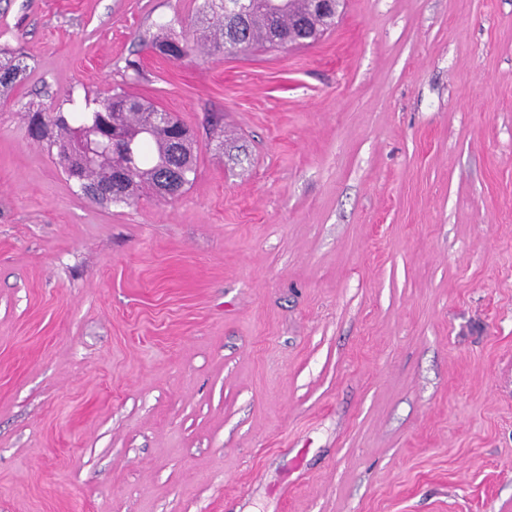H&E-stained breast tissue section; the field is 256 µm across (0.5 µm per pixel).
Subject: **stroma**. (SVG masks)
<instances>
[{
    "label": "stroma",
    "instance_id": "obj_1",
    "mask_svg": "<svg viewBox=\"0 0 512 512\" xmlns=\"http://www.w3.org/2000/svg\"><path fill=\"white\" fill-rule=\"evenodd\" d=\"M196 7L0 0V512H512V0L151 53ZM118 87L193 129L180 197L96 204L30 138ZM29 68L22 53L0 48V100H8L9 93L24 78Z\"/></svg>",
    "mask_w": 512,
    "mask_h": 512
}]
</instances>
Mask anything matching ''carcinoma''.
<instances>
[{"mask_svg":"<svg viewBox=\"0 0 512 512\" xmlns=\"http://www.w3.org/2000/svg\"><path fill=\"white\" fill-rule=\"evenodd\" d=\"M313 0H251L244 27L235 37V54L286 48L285 37L292 40L322 39L336 24V13H316ZM233 7L231 0H202L195 26L196 36H177L168 26L148 36L152 48L178 43L182 57L201 47L224 52L229 30L224 23L225 11ZM29 64L21 53L0 48V100H8L14 86L24 78ZM160 111L153 103L117 88L98 101V107L79 118L42 103H29L27 115L42 116L51 128L47 141L57 147V156L68 179L77 182L82 194L87 187L100 189L96 203L130 205L143 193L158 194L160 180L167 177L175 184L174 196L184 193L196 172V147L193 136L174 141V128L182 122L172 113L158 120ZM114 121L112 130L126 145L123 152L108 149L101 135L102 125ZM118 168L125 182L116 186L106 175Z\"/></svg>","mask_w":512,"mask_h":512,"instance_id":"1","label":"carcinoma"}]
</instances>
